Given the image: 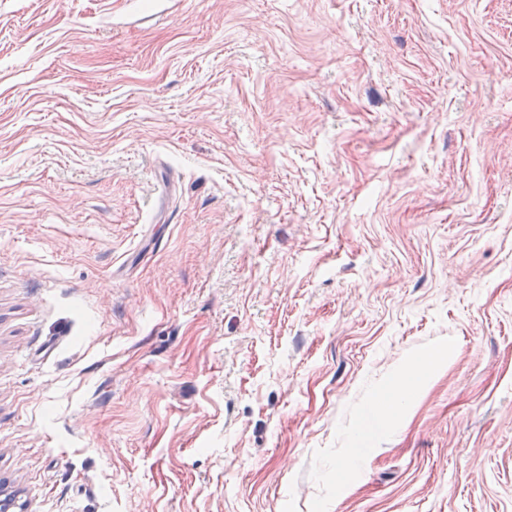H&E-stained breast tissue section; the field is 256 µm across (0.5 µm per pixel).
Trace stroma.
<instances>
[{"label":"stroma","mask_w":512,"mask_h":512,"mask_svg":"<svg viewBox=\"0 0 512 512\" xmlns=\"http://www.w3.org/2000/svg\"><path fill=\"white\" fill-rule=\"evenodd\" d=\"M0 480L512 512V0H0ZM443 366L444 363L438 362L424 354H417L409 362V377L413 379L415 384H421L439 371ZM411 403L408 400L401 401L398 390H388L381 392L374 400L373 407L381 408L392 414H401L405 412Z\"/></svg>","instance_id":"obj_1"}]
</instances>
